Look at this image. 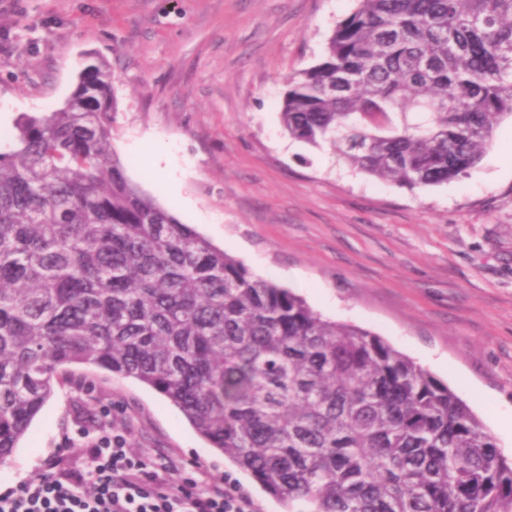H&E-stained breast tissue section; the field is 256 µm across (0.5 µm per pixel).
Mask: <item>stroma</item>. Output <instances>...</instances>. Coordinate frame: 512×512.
<instances>
[{
  "label": "stroma",
  "instance_id": "1",
  "mask_svg": "<svg viewBox=\"0 0 512 512\" xmlns=\"http://www.w3.org/2000/svg\"><path fill=\"white\" fill-rule=\"evenodd\" d=\"M356 0H0V130L61 107L91 62L112 70V145L126 176L253 273L369 330L447 384L512 458V119L467 177L414 191L288 137L290 76L317 64ZM175 142L179 194L136 149ZM218 223H208V216ZM93 416L160 482L230 479L288 512L182 414L132 378L63 372L9 464L18 481L82 469Z\"/></svg>",
  "mask_w": 512,
  "mask_h": 512
}]
</instances>
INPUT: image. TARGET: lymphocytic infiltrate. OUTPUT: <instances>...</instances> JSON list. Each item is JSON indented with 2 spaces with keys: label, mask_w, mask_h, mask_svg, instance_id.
I'll use <instances>...</instances> for the list:
<instances>
[{
  "label": "lymphocytic infiltrate",
  "mask_w": 512,
  "mask_h": 512,
  "mask_svg": "<svg viewBox=\"0 0 512 512\" xmlns=\"http://www.w3.org/2000/svg\"><path fill=\"white\" fill-rule=\"evenodd\" d=\"M86 481L30 479L0 493V512H256L244 494L216 481L196 491L185 483L158 490L146 462L124 435L102 433L89 451Z\"/></svg>",
  "instance_id": "1"
}]
</instances>
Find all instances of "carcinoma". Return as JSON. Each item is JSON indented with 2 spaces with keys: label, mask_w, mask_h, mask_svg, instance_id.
Returning a JSON list of instances; mask_svg holds the SVG:
<instances>
[{
  "label": "carcinoma",
  "mask_w": 512,
  "mask_h": 512,
  "mask_svg": "<svg viewBox=\"0 0 512 512\" xmlns=\"http://www.w3.org/2000/svg\"><path fill=\"white\" fill-rule=\"evenodd\" d=\"M115 110L90 64L0 150V465L84 365L167 398L288 512H512V460L468 406L132 183ZM280 114L374 178L460 180L512 117V0H357Z\"/></svg>",
  "instance_id": "obj_1"
}]
</instances>
